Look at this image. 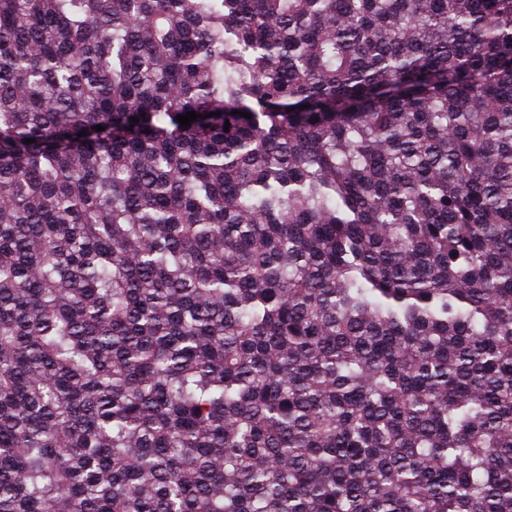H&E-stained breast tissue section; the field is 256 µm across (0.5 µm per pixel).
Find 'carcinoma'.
<instances>
[{
    "label": "carcinoma",
    "instance_id": "cac0c4a2",
    "mask_svg": "<svg viewBox=\"0 0 512 512\" xmlns=\"http://www.w3.org/2000/svg\"><path fill=\"white\" fill-rule=\"evenodd\" d=\"M0 512H512V0H0Z\"/></svg>",
    "mask_w": 512,
    "mask_h": 512
}]
</instances>
